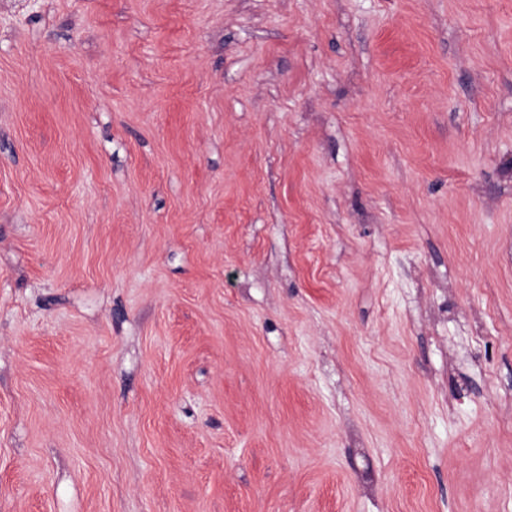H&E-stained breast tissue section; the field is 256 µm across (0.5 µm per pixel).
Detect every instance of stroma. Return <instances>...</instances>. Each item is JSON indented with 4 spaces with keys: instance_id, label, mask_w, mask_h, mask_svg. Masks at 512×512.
<instances>
[{
    "instance_id": "35a3bbf8",
    "label": "stroma",
    "mask_w": 512,
    "mask_h": 512,
    "mask_svg": "<svg viewBox=\"0 0 512 512\" xmlns=\"http://www.w3.org/2000/svg\"><path fill=\"white\" fill-rule=\"evenodd\" d=\"M0 512H512V0H0Z\"/></svg>"
}]
</instances>
